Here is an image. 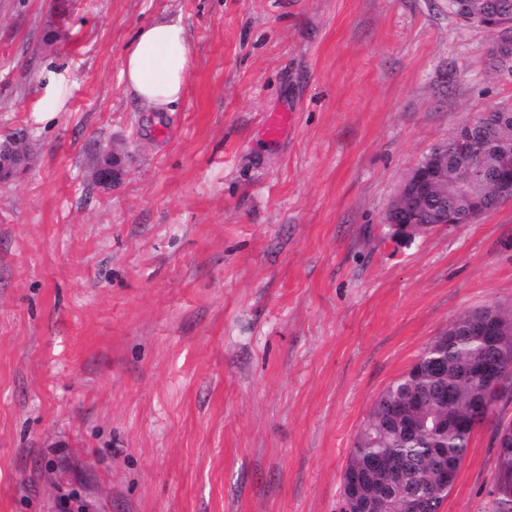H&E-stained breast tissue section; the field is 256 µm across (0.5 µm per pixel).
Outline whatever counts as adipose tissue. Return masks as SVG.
Segmentation results:
<instances>
[{"mask_svg":"<svg viewBox=\"0 0 512 512\" xmlns=\"http://www.w3.org/2000/svg\"><path fill=\"white\" fill-rule=\"evenodd\" d=\"M191 53L184 26L157 19L141 26L123 56L121 80L148 109L166 111L185 92Z\"/></svg>","mask_w":512,"mask_h":512,"instance_id":"ef3b65f1","label":"adipose tissue"}]
</instances>
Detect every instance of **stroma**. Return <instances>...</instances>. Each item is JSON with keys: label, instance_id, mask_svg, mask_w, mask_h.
<instances>
[{"label": "stroma", "instance_id": "1", "mask_svg": "<svg viewBox=\"0 0 512 512\" xmlns=\"http://www.w3.org/2000/svg\"><path fill=\"white\" fill-rule=\"evenodd\" d=\"M161 17L191 66L151 122L120 70ZM495 40L448 0H0V136L34 149L0 187V512H339L378 394L454 318L512 311V200L383 222L512 105ZM495 467L486 425L440 512H493ZM111 154L112 164L106 161ZM125 165V161L120 156L110 151L104 152L93 173V182L100 188L114 187L126 175Z\"/></svg>", "mask_w": 512, "mask_h": 512}]
</instances>
